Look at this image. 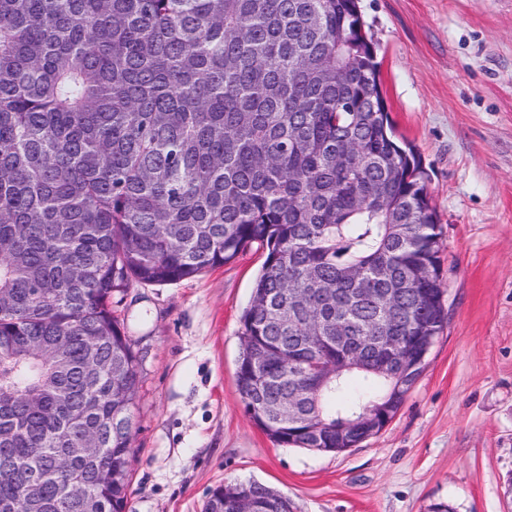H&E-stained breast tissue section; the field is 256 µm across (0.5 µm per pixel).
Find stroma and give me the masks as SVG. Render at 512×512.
Instances as JSON below:
<instances>
[{"mask_svg": "<svg viewBox=\"0 0 512 512\" xmlns=\"http://www.w3.org/2000/svg\"><path fill=\"white\" fill-rule=\"evenodd\" d=\"M391 119L430 174L448 326L396 417L341 453L246 415L240 315L265 252L112 306L139 357L129 512H203L255 480L295 512H512V0H361Z\"/></svg>", "mask_w": 512, "mask_h": 512, "instance_id": "stroma-1", "label": "stroma"}]
</instances>
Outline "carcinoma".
<instances>
[{"instance_id": "1", "label": "carcinoma", "mask_w": 512, "mask_h": 512, "mask_svg": "<svg viewBox=\"0 0 512 512\" xmlns=\"http://www.w3.org/2000/svg\"><path fill=\"white\" fill-rule=\"evenodd\" d=\"M429 179L395 134L360 0H0V512H88L75 478L97 512H127L138 358L112 296L254 243L245 413L321 452L346 424L347 447L372 436L364 415L391 422L424 366L402 376L382 338L411 357L448 323ZM228 499L215 486L204 512Z\"/></svg>"}]
</instances>
